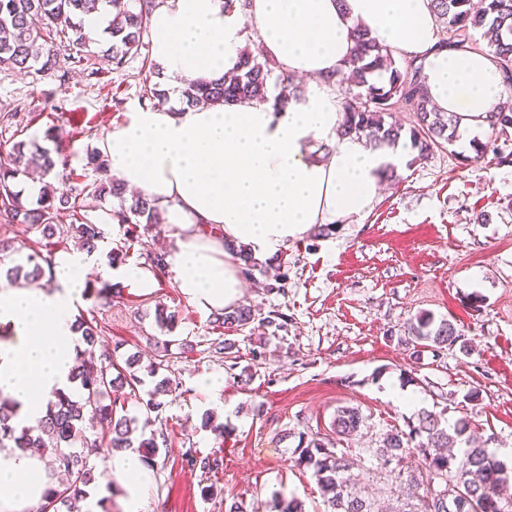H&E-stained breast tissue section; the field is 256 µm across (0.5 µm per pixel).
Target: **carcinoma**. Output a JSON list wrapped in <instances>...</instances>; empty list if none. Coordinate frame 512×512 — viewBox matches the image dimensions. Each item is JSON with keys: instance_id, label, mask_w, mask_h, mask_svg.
Listing matches in <instances>:
<instances>
[{"instance_id": "obj_1", "label": "carcinoma", "mask_w": 512, "mask_h": 512, "mask_svg": "<svg viewBox=\"0 0 512 512\" xmlns=\"http://www.w3.org/2000/svg\"><path fill=\"white\" fill-rule=\"evenodd\" d=\"M103 0H0V66L19 72L31 71L45 75L57 74L59 65L52 47L56 39L65 37L72 44V64L82 66L89 61L88 36L79 19L99 10ZM155 0H112V18L107 33L111 44L106 58L115 72L132 69L136 61L145 70L148 54V15ZM429 7L442 27L438 46L444 48H484L492 52L502 67L504 83L512 87V0H429ZM481 32V39L475 32ZM352 47L345 60L350 72L351 87L341 93L343 122L340 134L365 139L374 149H395L399 144L411 148L410 164L425 162L437 151L448 150L460 138L459 120L437 111L425 83L422 64H407L406 58L394 56L362 25L350 31ZM278 93L271 94V89ZM303 88L292 75L280 70L277 63L259 58L248 48L239 51L236 71L216 80H192L181 92L182 100L193 105L206 101L224 103H272L281 112L289 101L299 97ZM409 111L414 121L405 126L396 119L397 112ZM512 135V100L500 102L491 113L490 135L477 142L475 150L493 155L495 165L511 166L512 151L503 149L498 141ZM51 150L37 140H19L12 146L8 161H0V222L27 224L40 230L42 236L72 233L88 252L104 239L102 228L81 220L64 229L56 224L63 211L78 215L81 202L87 197L112 196L121 200V208L113 218L120 224L162 223L161 208L142 195L124 199L122 183L108 176L109 161L98 149L87 154L86 166L107 178L87 182L76 178L65 188L51 183L43 185L36 206L23 201L14 190V180L24 170L34 167L47 176L56 167ZM11 245L0 240V262L11 259L6 270L12 281L35 279L44 274L43 264L49 260L37 254L24 259L12 258ZM255 320L253 309L240 305L215 315L214 322L224 328L241 330ZM87 349L76 354L73 379L81 394L75 397L60 392L49 400L45 417L35 426L17 428L11 422L9 408L0 405V445L4 441L16 448L50 449L51 467L68 475L65 484L52 486L46 492L38 512H73L76 502L86 498L85 487L93 477L90 457L104 449H137L144 461L152 464L159 452L156 437L138 438L133 424L137 418L120 413L112 392L125 384L137 386L143 379L133 370L137 359H126L127 373L112 375V355L96 358L92 348L99 336L93 322L78 321ZM408 335L419 346L442 350L460 341L454 323L436 319L430 312H421L408 321ZM163 362L147 369L154 386L147 398L136 396L144 410L145 423L159 411L160 397L176 390L168 377L158 378ZM108 424V441L89 440L84 434L86 417ZM367 426V417L359 408L342 405L336 408L331 430L336 441L311 436L300 437L294 450L295 466L312 470L321 491L326 512H382L381 500L394 501L391 512H509L512 508V474L504 473V465L488 449V442L477 441L470 421L462 417L445 425L440 416L421 411L407 429H392L384 434L381 444L369 449L376 468L384 474L383 484L368 489L356 487L349 475L343 439L357 435ZM82 445L81 451L74 450ZM190 463L201 473L209 474L220 466V459L189 454ZM441 489H434L435 483ZM270 512H305L304 504L284 492L272 493Z\"/></svg>"}]
</instances>
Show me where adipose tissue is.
<instances>
[{
    "instance_id": "1",
    "label": "adipose tissue",
    "mask_w": 512,
    "mask_h": 512,
    "mask_svg": "<svg viewBox=\"0 0 512 512\" xmlns=\"http://www.w3.org/2000/svg\"><path fill=\"white\" fill-rule=\"evenodd\" d=\"M357 22L394 55L423 58L432 102L457 116L460 129L488 130L505 98L500 64L483 49H437L429 0H249L242 13L225 12L223 0H158L153 8L150 54L167 100L129 113L100 149L114 178L164 208L176 235L169 269L199 309L238 306L239 252L268 264L318 226L367 215L386 167L403 166L401 153L338 133L343 112L330 78ZM247 27L265 56L307 78L303 95L281 112L266 103L178 105L187 82L236 65ZM201 225L221 228L222 237L200 238ZM92 266L75 252L57 260L54 288L0 284V324L11 332L0 341V396L14 402L19 425L36 424L56 392L75 386V304ZM109 477L123 490V512H142L151 474L141 456L116 452ZM49 485L38 453L0 446V512H30Z\"/></svg>"
}]
</instances>
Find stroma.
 I'll use <instances>...</instances> for the list:
<instances>
[{
    "label": "stroma",
    "instance_id": "obj_1",
    "mask_svg": "<svg viewBox=\"0 0 512 512\" xmlns=\"http://www.w3.org/2000/svg\"><path fill=\"white\" fill-rule=\"evenodd\" d=\"M53 50L66 82L0 67V159L14 131L29 139L56 125L61 161L47 180L58 186L87 174L88 152L139 107L142 80L72 68L68 39ZM401 176L362 223L306 235L281 252L286 292L269 290L267 266L245 278L244 303L260 317L280 309L285 330L214 327L213 313L189 303L168 272L151 288H116L107 301L87 294L77 304V314L98 324L96 351H111L118 363L135 354L144 367L164 361L177 385L143 430L164 433L165 443L142 512H225L233 501L251 512L279 489L300 498L306 512H324L311 471L292 462L300 434L329 433L337 407H359L370 428L345 446L354 474L371 476L368 449L413 414L389 399L392 380L409 381L422 408L451 423L468 418L477 436L512 448V166L469 149L435 154ZM119 207L111 196L85 202V218L105 233L96 267H110L117 249L124 267H145L149 252L173 247L168 225L102 223L103 213ZM0 238L20 256L55 258L75 248L74 237L48 239L24 224H0ZM160 305L176 314L172 331L155 323ZM421 311L452 320L461 346L416 352L405 326ZM224 339L234 342L237 359L216 353ZM205 375L223 377V387L206 390ZM474 389L475 401L468 397ZM191 451L219 456L222 468L202 474L188 461ZM210 484L219 494L207 499L201 489Z\"/></svg>",
    "mask_w": 512,
    "mask_h": 512
}]
</instances>
